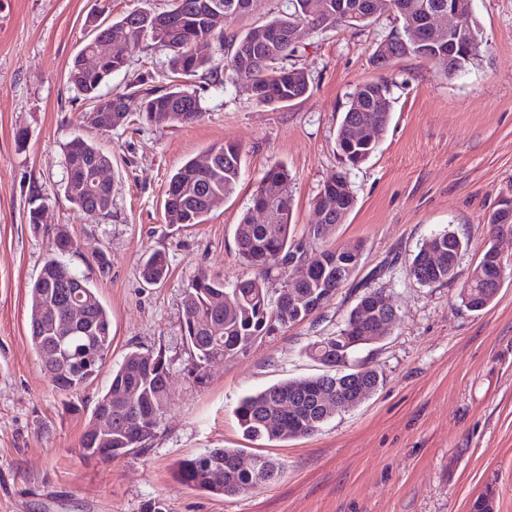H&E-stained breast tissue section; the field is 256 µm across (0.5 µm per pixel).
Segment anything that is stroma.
Wrapping results in <instances>:
<instances>
[{"mask_svg": "<svg viewBox=\"0 0 512 512\" xmlns=\"http://www.w3.org/2000/svg\"><path fill=\"white\" fill-rule=\"evenodd\" d=\"M169 0H0V512H471L488 494L493 512H512V280L486 309L459 293L490 237L487 217L512 197V0H473L485 43L476 65L449 79L443 65L412 56L377 69L371 55L397 22L302 31L290 65L313 90L276 108L253 103L243 85L195 82L203 115L169 131L126 125L101 133L80 123L87 105L68 84L74 56L97 26L132 10L161 12ZM165 50L135 54L113 74L120 92L159 78ZM391 76L392 115L377 152L345 168L336 130L359 83ZM25 142H17V130ZM93 139L112 158V214L84 218L64 195V145ZM242 149L235 192L200 224H169L170 175L214 145ZM293 176L294 239L307 242L313 201L345 172L356 204L309 254L357 241L361 265L335 297L304 322L255 344L243 357L188 377L181 339L183 291L204 272L227 282L251 275L234 226L264 172ZM45 222L26 221L32 191ZM65 229L76 244L66 263L88 279L110 313L112 349L80 396L56 392L28 340L30 287ZM450 230L468 242L453 279L419 284L408 265L419 246ZM106 250L108 272L94 256ZM164 252L167 279L146 284L144 253ZM380 290L399 322L356 359L382 384L363 404L313 434L284 441L245 439L240 399L287 378L321 373L306 348L343 326L361 289ZM135 349L172 360L169 409L146 449L112 462L83 457L80 442L112 369ZM255 448L282 465L274 481L235 497L186 488L177 463L209 448Z\"/></svg>", "mask_w": 512, "mask_h": 512, "instance_id": "35a3bbf8", "label": "stroma"}]
</instances>
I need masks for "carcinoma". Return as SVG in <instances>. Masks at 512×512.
Returning a JSON list of instances; mask_svg holds the SVG:
<instances>
[{
    "label": "carcinoma",
    "instance_id": "cac0c4a2",
    "mask_svg": "<svg viewBox=\"0 0 512 512\" xmlns=\"http://www.w3.org/2000/svg\"><path fill=\"white\" fill-rule=\"evenodd\" d=\"M254 0H171L159 13L132 10L109 24L100 25L68 70L69 83L93 111L112 98V127L129 123V94L102 92L112 74L128 66L130 54L111 51L96 69L83 67V54L101 51L107 35L122 37L130 44L131 54L150 47L169 51L164 88H147L137 80L129 87L141 101L139 116L156 129L186 126L200 119L199 97L189 91L195 78L224 84L249 83L252 100L258 106L274 107L298 100L310 91L309 75L288 65L296 51L290 40L292 29L300 22L315 30L339 26L367 25L385 11L401 21V32L377 45L372 60L385 68L402 56L427 62H448L445 75L466 71L480 56L483 30L476 16H471L460 38L467 43L469 58L449 57L448 31L423 24L427 15L448 6V0H374V8L348 18L336 17L338 0H285L280 15L243 30L230 29L249 14ZM224 15V26L211 22L215 14ZM419 39L410 36V30ZM211 47L219 58L202 51ZM391 81L386 77L357 85L343 112L336 132V148L345 166L355 168L372 157L382 141L392 112ZM211 167L201 170L191 159L173 173L164 198V219L168 224H200L211 212L213 201L231 195L241 179V148L237 144L213 146ZM66 167L111 164V158L93 141L75 137L65 146ZM292 176L284 165H275L261 178L252 198V207L234 229L238 254L256 270L254 276L224 284L206 273L195 276L184 289L182 300V338L189 355L187 372L201 382L211 364L243 356L261 339L280 329L307 319L322 307L349 278L341 273L336 256H346L360 265L362 245L344 243L326 248L309 259L308 273L286 287L288 261L307 256V249L291 242L293 198ZM68 201L89 217L111 215L109 189L86 193L71 179H65ZM355 205V195L347 177L335 173L328 178L314 201L318 216L308 228L309 238L319 240L328 227L342 223ZM267 212L268 221L259 224L254 213ZM487 224L491 240L461 290L460 299L471 311L488 307L496 294L484 288L489 276L488 256L499 240L512 237V223H499V210H493ZM55 250L48 256L33 282L31 293L37 304L31 307L29 342L41 369L56 390L74 395L95 377L105 364L112 347V321L98 292L90 282L77 276V288H60L54 265L60 256L74 249V242L64 229L54 238ZM466 244L450 231L425 240L413 256L409 275L423 285L452 279ZM168 272V259L160 251L145 260L142 277L156 284ZM276 274L280 288L270 292L266 280ZM77 291L86 307V318L73 333L65 331L67 304ZM399 320L361 295L351 309L345 328L335 336H326L309 348L311 359L326 368L315 376L292 378L244 397L236 408L238 424L251 440L270 442L307 436L336 416V388L350 392L346 409H353L380 385L376 370L352 359L363 345L378 343L387 334L380 333L381 323ZM171 360L162 350L140 349L127 352L112 380L95 403L81 439L83 454L112 461L145 448L154 430L168 411ZM112 412V434H98L102 411ZM280 464L266 455L250 454L243 448H210L181 460L175 479L184 486L206 491L216 497H231L249 492L275 479Z\"/></svg>",
    "mask_w": 512,
    "mask_h": 512
}]
</instances>
